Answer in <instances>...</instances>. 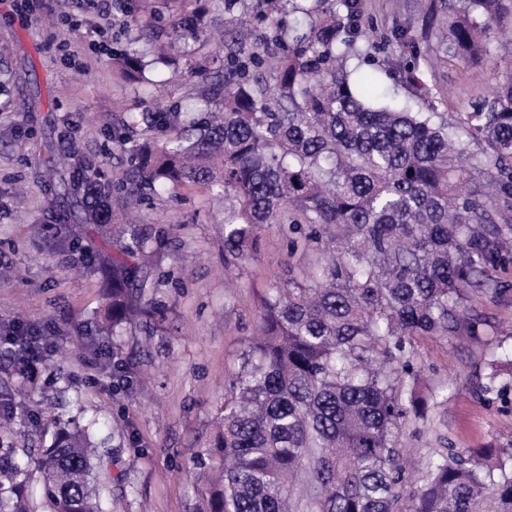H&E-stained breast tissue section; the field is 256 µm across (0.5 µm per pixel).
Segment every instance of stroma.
I'll use <instances>...</instances> for the list:
<instances>
[{
	"mask_svg": "<svg viewBox=\"0 0 512 512\" xmlns=\"http://www.w3.org/2000/svg\"><path fill=\"white\" fill-rule=\"evenodd\" d=\"M112 12L109 50L90 48L86 31L100 16L77 4L68 10L76 30L61 29L59 0H0V400L18 385L2 338L16 315L49 338L48 365L39 369L34 397L51 416H16L17 446L44 448L60 423L79 417L97 454L105 455L112 480L103 487L112 512H198L199 462L212 444L213 421L224 390L239 369V356L256 322L254 289L288 267V247L276 228H265L255 260L228 287L224 271V201L203 188L143 193L128 203L112 200L114 223L133 211L138 222L122 243L139 237L149 262L140 271L143 299L157 308L154 321H138L100 333L104 282L95 249L108 226L80 221L85 167L121 184L130 154L115 138L127 134L130 114L153 100L183 101L202 85L191 65L205 64L214 49L197 43L193 60L178 57L152 71L144 95L114 70V54L150 20L151 40L165 39L171 21L198 9L199 0H118ZM431 0H362L379 33L407 30L420 44H435L427 17ZM77 52L80 69L64 62ZM446 98L439 112L456 111L483 83L452 58L438 62ZM498 291L471 288L466 315L475 330L414 342L407 388L428 401L425 418H407L397 435L402 456L422 460L451 448L465 454L492 447L512 453V387H489L492 364L512 362V265L494 272Z\"/></svg>",
	"mask_w": 512,
	"mask_h": 512,
	"instance_id": "obj_1",
	"label": "stroma"
}]
</instances>
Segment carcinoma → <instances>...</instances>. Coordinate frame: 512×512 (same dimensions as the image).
Instances as JSON below:
<instances>
[{
	"label": "carcinoma",
	"mask_w": 512,
	"mask_h": 512,
	"mask_svg": "<svg viewBox=\"0 0 512 512\" xmlns=\"http://www.w3.org/2000/svg\"><path fill=\"white\" fill-rule=\"evenodd\" d=\"M232 40L220 41L216 80L202 87L207 117L182 106L139 112L125 193L203 186L224 198V260L254 259L259 231L277 225L286 277L253 292L255 335L224 391L213 437L220 463L202 474V512H512V469L480 450L445 448L422 461L423 484L401 489L397 432L425 402L405 395L407 355L421 336H446L464 322V286H491L512 263V72L458 112H424L440 92L420 70L422 52L397 33L383 74L361 71L385 49L362 21L358 0H259L254 21L275 50L237 30L247 0H213ZM299 13L286 24L280 15ZM512 20V0H448L431 26L459 61L483 66L494 29ZM204 37L183 15L168 47L184 57ZM114 66L147 81L135 48ZM86 224L112 223V185L84 187ZM112 281L100 331L150 313L133 293L130 253L99 249ZM33 389L0 405L27 411ZM85 431L56 433L35 464L50 512H103ZM0 463L12 496L0 508L33 512Z\"/></svg>",
	"instance_id": "obj_1"
}]
</instances>
